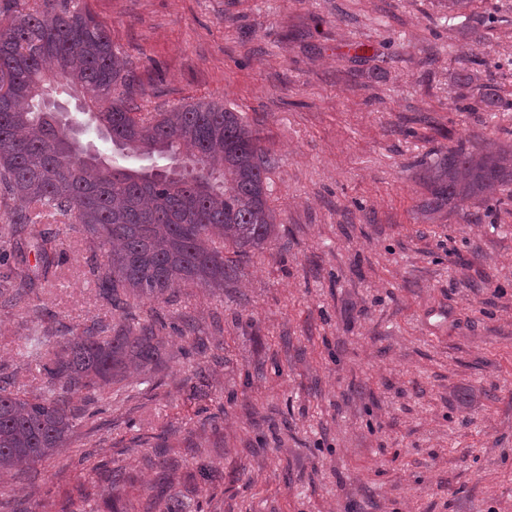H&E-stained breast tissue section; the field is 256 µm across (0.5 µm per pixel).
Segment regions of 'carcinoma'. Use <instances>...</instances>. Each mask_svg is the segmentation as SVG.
Returning a JSON list of instances; mask_svg holds the SVG:
<instances>
[{
    "label": "carcinoma",
    "mask_w": 512,
    "mask_h": 512,
    "mask_svg": "<svg viewBox=\"0 0 512 512\" xmlns=\"http://www.w3.org/2000/svg\"><path fill=\"white\" fill-rule=\"evenodd\" d=\"M61 87L81 96L84 124L47 108ZM95 129L129 157H165L164 168L117 166L80 149L76 133ZM266 153L240 113L213 101L144 112L135 79L111 37L88 10L61 0L0 17V185L38 213L76 224L107 256L103 294L118 307L159 299L175 285L211 292L238 278L240 260L275 233ZM430 204L452 210L500 188L512 196V149L448 151L427 174ZM39 256L37 276L55 265L37 220L21 216ZM26 278L3 294L20 306ZM92 325L55 349L30 336L44 390L25 393L0 379V471L54 456L74 433L78 410L68 394L95 395L160 359L156 325L101 335Z\"/></svg>",
    "instance_id": "obj_1"
}]
</instances>
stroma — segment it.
Segmentation results:
<instances>
[{
    "label": "stroma",
    "instance_id": "obj_1",
    "mask_svg": "<svg viewBox=\"0 0 512 512\" xmlns=\"http://www.w3.org/2000/svg\"><path fill=\"white\" fill-rule=\"evenodd\" d=\"M68 6L105 25L143 111L241 114L276 233L223 294L118 308L90 239L45 225L59 264L0 306V375L40 391L26 337L92 324L156 323L161 361L72 393L71 444L0 474V512H512V198L431 211L423 180L458 146L512 145V0ZM18 207L0 202V272L34 274Z\"/></svg>",
    "mask_w": 512,
    "mask_h": 512
}]
</instances>
